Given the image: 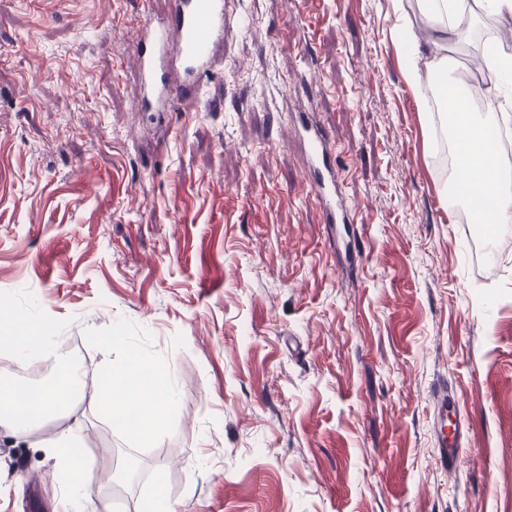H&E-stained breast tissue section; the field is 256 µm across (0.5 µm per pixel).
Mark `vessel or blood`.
<instances>
[{
  "mask_svg": "<svg viewBox=\"0 0 512 512\" xmlns=\"http://www.w3.org/2000/svg\"><path fill=\"white\" fill-rule=\"evenodd\" d=\"M175 4L170 17L144 24L136 45L141 74L138 103L156 112L170 111L177 98L196 99L203 78L236 32L230 0H175ZM296 131L309 148L310 188L326 223H346L342 183L323 128L303 120Z\"/></svg>",
  "mask_w": 512,
  "mask_h": 512,
  "instance_id": "vessel-or-blood-1",
  "label": "vessel or blood"
}]
</instances>
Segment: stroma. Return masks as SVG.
Returning a JSON list of instances; mask_svg holds the SVG:
<instances>
[{
  "label": "stroma",
  "mask_w": 512,
  "mask_h": 512,
  "mask_svg": "<svg viewBox=\"0 0 512 512\" xmlns=\"http://www.w3.org/2000/svg\"><path fill=\"white\" fill-rule=\"evenodd\" d=\"M201 99L140 111L132 44L172 0H0V291L151 333L174 432L136 452L94 409L80 512H512V224L483 241L398 37L418 0H236ZM512 16L469 9L448 81ZM317 94L353 207L325 223L292 119ZM446 406L440 422L438 406ZM0 426V512H71L51 446ZM458 440L441 467L440 433Z\"/></svg>",
  "instance_id": "35a3bbf8"
}]
</instances>
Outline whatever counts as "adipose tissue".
I'll return each instance as SVG.
<instances>
[{"label": "adipose tissue", "instance_id": "adipose-tissue-1", "mask_svg": "<svg viewBox=\"0 0 512 512\" xmlns=\"http://www.w3.org/2000/svg\"><path fill=\"white\" fill-rule=\"evenodd\" d=\"M458 117L456 136L459 141V162L462 172L460 192L480 202L493 200L491 208H480L476 221L480 224L512 223V179L484 151L485 126L463 102L452 106Z\"/></svg>", "mask_w": 512, "mask_h": 512}]
</instances>
